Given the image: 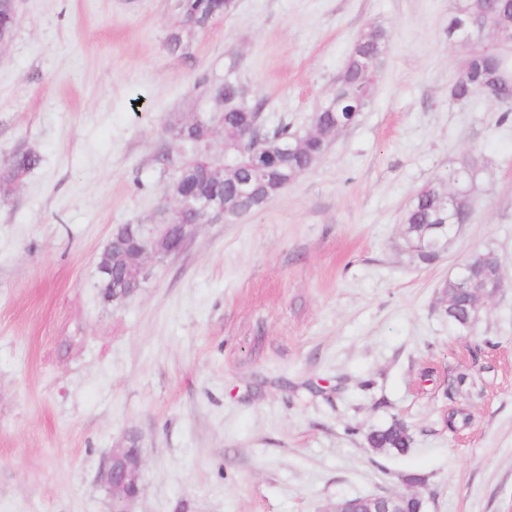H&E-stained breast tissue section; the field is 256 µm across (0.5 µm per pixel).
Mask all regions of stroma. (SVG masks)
I'll return each mask as SVG.
<instances>
[{"mask_svg": "<svg viewBox=\"0 0 512 512\" xmlns=\"http://www.w3.org/2000/svg\"><path fill=\"white\" fill-rule=\"evenodd\" d=\"M455 3L235 0L173 51L179 0H16L0 158L41 163L0 202V512H112L98 471L133 436V512L414 493L424 512H512V119L448 98ZM375 27L388 41L372 103L314 169L260 210L197 226L105 301L100 256L117 225L157 222L166 129L208 109L202 82L236 65L268 126L306 132ZM471 161L469 224L419 260L405 208ZM476 252L495 254L504 288L462 330L442 287ZM452 408L469 422L449 429ZM396 419L410 448L371 450Z\"/></svg>", "mask_w": 512, "mask_h": 512, "instance_id": "stroma-1", "label": "stroma"}]
</instances>
